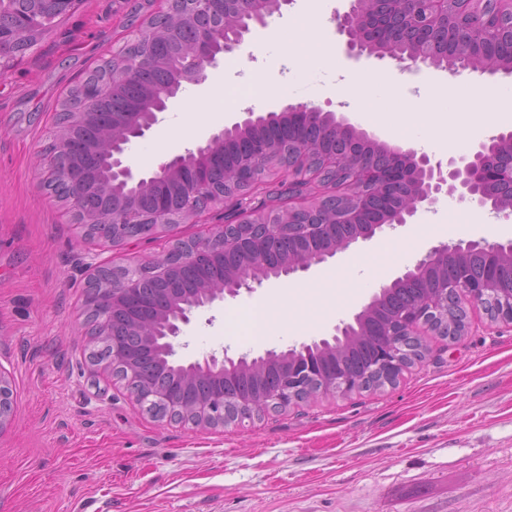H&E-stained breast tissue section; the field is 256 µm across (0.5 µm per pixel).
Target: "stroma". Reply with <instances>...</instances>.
I'll return each instance as SVG.
<instances>
[{"mask_svg":"<svg viewBox=\"0 0 512 512\" xmlns=\"http://www.w3.org/2000/svg\"><path fill=\"white\" fill-rule=\"evenodd\" d=\"M346 7L347 0L321 4L319 33L335 51L311 81L328 87L317 106L357 125L360 116L342 97L351 59L334 20ZM151 12L148 0H82L0 77V367L14 390L13 418L0 434V512H512V325L482 312L470 313L455 342L429 337L426 359L396 386L298 402L245 430L156 418L124 383L95 372L83 267L104 258L138 264L157 246L105 249L82 240L41 190L37 152L53 142L51 118L63 96L129 38L131 15ZM280 42L252 26L237 67H217L206 83L185 86L131 151L153 146L168 159L195 148L198 138L174 136L187 96H208L217 110L224 83L248 73L280 80L288 72ZM455 78L458 90L436 107L456 122L428 129L435 162L449 158L443 143L470 149L486 140L469 125V106L512 84L503 71L465 69ZM451 211L459 223L430 245L512 240L504 227L468 224L474 207L449 196L414 221ZM372 247L360 242L329 260L347 276H365L370 297L426 254L421 247L381 259ZM272 287L266 281L197 312L182 328L181 356L254 357L297 344L294 336L225 333L228 306H250Z\"/></svg>","mask_w":512,"mask_h":512,"instance_id":"35a3bbf8","label":"stroma"}]
</instances>
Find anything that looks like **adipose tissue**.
Returning a JSON list of instances; mask_svg holds the SVG:
<instances>
[{"label":"adipose tissue","instance_id":"adipose-tissue-1","mask_svg":"<svg viewBox=\"0 0 512 512\" xmlns=\"http://www.w3.org/2000/svg\"><path fill=\"white\" fill-rule=\"evenodd\" d=\"M321 0H307L306 7L289 22L290 39L283 42L281 53L290 72L285 82L289 94L300 97L317 95L318 89L310 79L311 71L320 65L326 55V46L315 31ZM400 72L370 75L349 74L345 97L369 120L378 122L390 134H408L423 143L434 113L435 98L448 94L450 84L417 76L419 89L415 97L414 113L398 118L372 110L370 103L379 99L392 84L403 81ZM277 85L262 75H245L224 86V109L232 111L242 103L264 102L276 91ZM363 278H346L342 269L332 268L311 282H294L275 287L268 298L251 310H230L231 332L236 336H298L312 331L328 317L357 300L366 290Z\"/></svg>","mask_w":512,"mask_h":512}]
</instances>
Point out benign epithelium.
Masks as SVG:
<instances>
[{"mask_svg": "<svg viewBox=\"0 0 512 512\" xmlns=\"http://www.w3.org/2000/svg\"><path fill=\"white\" fill-rule=\"evenodd\" d=\"M159 2L163 4L164 15H178L185 20L205 11L217 18V22L198 28L180 78L152 88L139 111L130 113L125 124L108 128L91 143L87 142V135L93 132L97 113L86 112L68 99L64 102L69 108L68 119L53 127V135L56 146L65 153H79L85 147L100 153L109 188L127 185L139 189L158 180L178 184L183 197L182 209L175 215L167 202L159 200L152 211L140 213L129 200L120 214L110 210L80 213L68 210L69 223L83 235L93 225L110 224L116 240L121 238L126 222L145 225L149 229L148 237L153 239L170 232L176 224H204L206 220L197 209L196 200L210 192L211 174L215 163L223 161L224 141L228 136L273 122L286 125L293 119L308 125L319 124L326 117L332 120L331 127L336 138L344 141L345 150L325 153L323 157L340 177L336 197L343 204L329 222L324 219L319 197H307L286 211L260 209L242 214L226 211L224 223L209 227L196 238H167L161 254L147 265L116 267L92 263L88 266L85 307L95 318V342L107 348L108 353L101 369L125 381L141 407L149 412L165 408L171 419L195 426L246 427L266 411L286 410L317 394L346 397L366 387L380 389L393 385L423 351L419 337L432 333L456 341L465 334L471 310L483 311L492 321L512 323V240L506 243L461 240L431 247L423 259L392 281L394 285L409 282L439 265L453 268L447 281L424 290L415 305L397 312L384 323L383 329L375 333L370 360L362 369L337 355L336 349L367 331L373 308L381 298L379 294L354 315L353 322L336 326V334L329 339L303 342L285 351L270 349L252 358L242 355L235 359L226 352L220 357L211 353L193 361L177 358L174 341L182 326L190 323L192 315L228 297L234 298L243 290L251 291L254 283L260 285L269 280L262 267L242 272L233 266L226 271L224 284L218 287L158 298L149 316L132 321L141 338L140 347L129 345L113 329L115 313L138 299L143 278L167 281L176 276V267L168 261L173 251L182 253L184 264H200L217 252L238 255L247 248L272 255L278 240L292 239L300 248L280 262L279 273L274 275L279 280L306 272L336 253L372 239L386 227L407 224L419 209L432 208L443 195L452 196L460 203L475 204L497 216H512V194L504 195V189L512 190L511 131L479 143L467 155L448 158V169L444 170L441 163H431L424 152L380 142L347 118H338L331 111L304 103L288 104L279 112L260 113L248 108L242 120L212 133L196 149L169 158L147 174L139 172L130 160L129 144L156 124L157 113L167 110L182 84L205 83L208 69L217 67L221 54L242 44L240 40L224 41V22L220 21L224 15L223 0ZM32 3L34 7L17 15L11 27L0 28L1 61L13 57L23 36L31 34L39 40L52 31L45 22L46 15H65L75 9L79 0H32ZM399 3L400 0H350L347 11L336 13L337 31L346 37L348 56L358 58L366 53L400 63L421 62L427 44L436 42L437 27L444 20L448 41L443 59L461 57L464 66L491 72L494 55L488 52L489 46L502 48L497 56L512 58V0H411L412 10L393 23L388 17L398 9ZM386 26L398 36L405 28L416 29L422 46L413 54H395L390 48L393 40L379 37L380 30ZM124 78L125 73L118 69L108 80L86 79L79 85L78 95L86 101H98L112 94L115 82ZM278 150L277 145L261 139L249 143L227 186L236 189L252 184L259 177L257 159L272 158ZM43 181L62 188L72 199L97 189L96 182L47 162L43 167ZM373 195L383 199V208L373 222L363 224L361 218L371 210ZM333 224H357L359 229L340 243H330ZM474 252L495 257L499 266L479 280L471 278L466 263ZM145 354L151 355L158 367L172 373L175 383L160 385L144 374L141 361ZM268 369L278 373L273 386L235 392L226 388L225 381L230 377ZM202 379L210 382L209 390L184 403V391ZM12 416V380L0 368V433L9 426Z\"/></svg>", "mask_w": 512, "mask_h": 512, "instance_id": "7a95c632", "label": "benign epithelium"}]
</instances>
